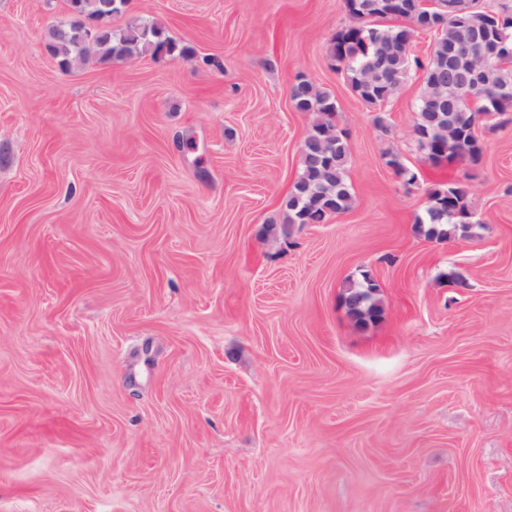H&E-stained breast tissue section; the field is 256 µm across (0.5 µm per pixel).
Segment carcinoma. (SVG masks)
Returning a JSON list of instances; mask_svg holds the SVG:
<instances>
[{
  "label": "carcinoma",
  "instance_id": "cac0c4a2",
  "mask_svg": "<svg viewBox=\"0 0 512 512\" xmlns=\"http://www.w3.org/2000/svg\"><path fill=\"white\" fill-rule=\"evenodd\" d=\"M105 0H67L74 21L49 27L46 47L65 72L91 59L103 63L119 62L149 54L155 58L188 60L192 49L165 34L158 25L129 23L114 29L109 25L115 9L104 7ZM464 13L450 16L426 9L415 18L377 8L380 0H345L353 24L336 32L331 55L337 70L347 75L354 94L371 106L393 101L408 74L422 72L423 88L416 105V124L421 129L418 148L434 163L481 160L484 148L475 134L481 116L512 111V57L483 75V95L476 111L461 112L459 104L447 96L448 87L468 83L474 60L495 45L497 32L509 37L512 48V10L479 8L474 0H460ZM435 35L429 58L421 61L405 52L418 28ZM466 45L469 55L460 64L448 65V51ZM368 72L380 75L374 90L363 89ZM290 98L299 112H314L317 118L304 139L301 173L284 202L283 216L277 225L282 235L295 224H323L334 215L347 211L352 195L347 182L350 150L346 137L335 123L336 101L315 83L301 79L290 89ZM386 164L406 185L417 179L416 173L396 154L387 155ZM448 194L436 189L428 194L430 203L418 218L419 231L429 239L449 240L469 235L475 224L468 189L459 182L448 184ZM379 286L370 274L348 285L342 305L360 326L379 321L383 307Z\"/></svg>",
  "mask_w": 512,
  "mask_h": 512
}]
</instances>
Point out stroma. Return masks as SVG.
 <instances>
[{"instance_id": "obj_1", "label": "stroma", "mask_w": 512, "mask_h": 512, "mask_svg": "<svg viewBox=\"0 0 512 512\" xmlns=\"http://www.w3.org/2000/svg\"><path fill=\"white\" fill-rule=\"evenodd\" d=\"M66 16L0 0V512H512V121L433 164L421 72L376 109L336 70L345 0H127L112 27L194 58L68 72ZM300 79L336 101L353 203L285 237ZM455 181L470 236L419 235ZM366 272L361 328L339 297ZM379 286L369 273L362 274V281L349 284L342 294V305L349 317L360 326L379 321L383 307L378 297Z\"/></svg>"}]
</instances>
